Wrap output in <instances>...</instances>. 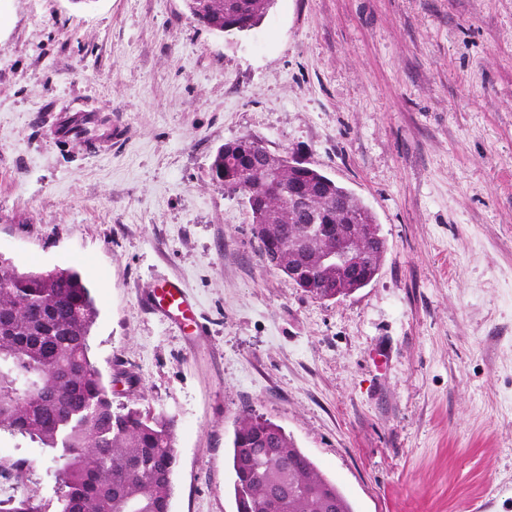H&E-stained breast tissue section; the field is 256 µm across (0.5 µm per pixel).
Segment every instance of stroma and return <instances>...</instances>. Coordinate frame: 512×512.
I'll list each match as a JSON object with an SVG mask.
<instances>
[{
    "label": "stroma",
    "instance_id": "stroma-1",
    "mask_svg": "<svg viewBox=\"0 0 512 512\" xmlns=\"http://www.w3.org/2000/svg\"><path fill=\"white\" fill-rule=\"evenodd\" d=\"M76 112L123 130L60 141ZM243 136L374 213L369 285L264 262L209 173ZM0 257L89 283L113 406L176 419L171 512H236L245 411L355 512H512V0H273L230 38L183 0H0ZM167 278L204 333L146 306Z\"/></svg>",
    "mask_w": 512,
    "mask_h": 512
}]
</instances>
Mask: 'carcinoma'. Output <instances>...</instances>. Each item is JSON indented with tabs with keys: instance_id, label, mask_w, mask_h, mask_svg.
I'll use <instances>...</instances> for the list:
<instances>
[{
	"instance_id": "cac0c4a2",
	"label": "carcinoma",
	"mask_w": 512,
	"mask_h": 512,
	"mask_svg": "<svg viewBox=\"0 0 512 512\" xmlns=\"http://www.w3.org/2000/svg\"><path fill=\"white\" fill-rule=\"evenodd\" d=\"M272 0H185L191 17L217 35L254 27ZM253 171L224 163L219 147L212 179L241 195L267 264L281 270L303 255L317 299L336 296V269L320 263L333 249L319 237L323 224H344L374 214L346 187L319 169L299 173L289 154L271 152L254 138ZM309 195L308 214L292 206ZM97 315L90 289L72 269L21 271L0 257V432L20 435L56 467L55 512H170L178 464L175 420L163 411L115 408L88 338ZM36 459H0V475L30 481ZM236 512H354L285 430L246 413L232 442ZM0 512H48L38 490L0 499Z\"/></svg>"
}]
</instances>
